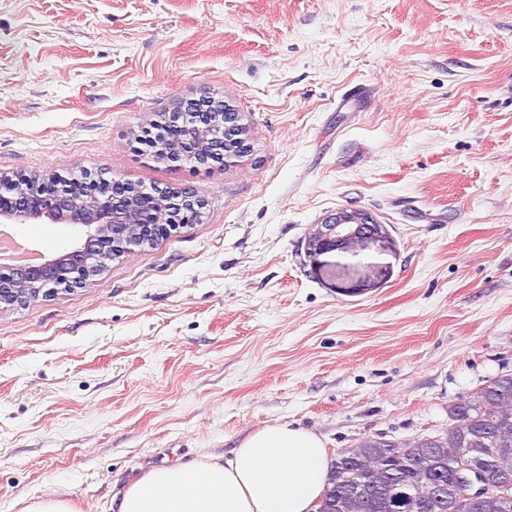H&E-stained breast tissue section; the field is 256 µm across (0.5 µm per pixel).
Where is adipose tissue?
<instances>
[{
    "mask_svg": "<svg viewBox=\"0 0 512 512\" xmlns=\"http://www.w3.org/2000/svg\"><path fill=\"white\" fill-rule=\"evenodd\" d=\"M330 468L321 437L275 424L229 454L151 469L113 502L116 512H312Z\"/></svg>",
    "mask_w": 512,
    "mask_h": 512,
    "instance_id": "1",
    "label": "adipose tissue"
}]
</instances>
